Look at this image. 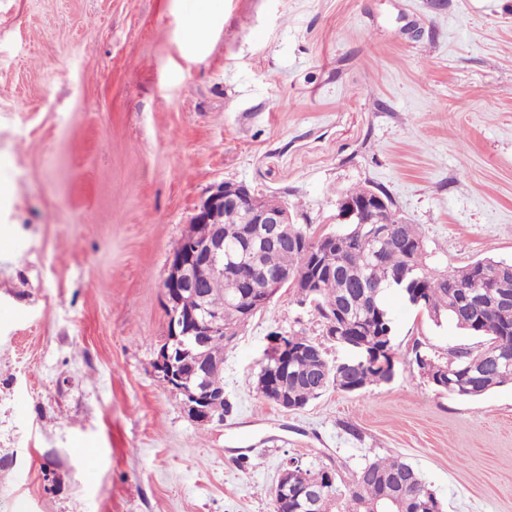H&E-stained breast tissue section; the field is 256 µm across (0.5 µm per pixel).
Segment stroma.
I'll use <instances>...</instances> for the list:
<instances>
[{"label": "stroma", "instance_id": "obj_1", "mask_svg": "<svg viewBox=\"0 0 512 512\" xmlns=\"http://www.w3.org/2000/svg\"><path fill=\"white\" fill-rule=\"evenodd\" d=\"M0 0V512H272L292 457L343 479L418 469L445 512H512V384L465 399L415 350L475 348L390 296L395 376L288 411L251 375L271 333L326 340L282 289L224 350L233 409L200 427L156 376L168 259L224 181L311 238L386 192L440 274L512 261V0ZM218 0H199L193 14L186 22V40L191 46L200 45L207 32V23L213 14V6Z\"/></svg>", "mask_w": 512, "mask_h": 512}]
</instances>
